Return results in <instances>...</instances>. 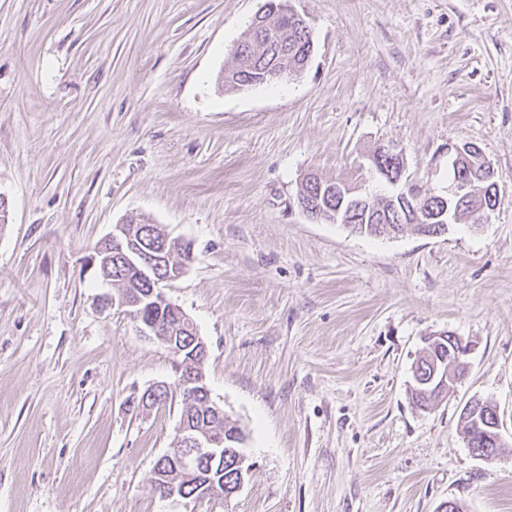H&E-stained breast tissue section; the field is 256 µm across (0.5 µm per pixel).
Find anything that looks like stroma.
<instances>
[{
	"label": "stroma",
	"mask_w": 512,
	"mask_h": 512,
	"mask_svg": "<svg viewBox=\"0 0 512 512\" xmlns=\"http://www.w3.org/2000/svg\"><path fill=\"white\" fill-rule=\"evenodd\" d=\"M264 3L0 0V512H172L151 477L180 401L131 405L176 386L172 357L89 262L131 214L190 243L162 288L248 433L240 491L181 512H512V0H292L305 71L224 90ZM388 143L437 193L475 144L496 209L440 236L307 219V174ZM444 332L468 374L422 410L411 368ZM473 398L502 421L490 463ZM464 409L460 414L459 423L461 433L464 439H466L468 448H472L474 450V454L477 457L484 460L493 459L494 461L498 455L497 448H502V442H500L502 440L500 433L501 427L497 411L495 412L491 421L487 422L486 420V430L484 431L483 436L488 445H497L499 442L500 444L497 448H485V444L482 443V438L481 436L479 437V433L477 432V427L475 424V421L480 423L483 422L484 409L481 408L478 414L470 420H468L469 416L466 418L464 417ZM476 448H482L480 454H478L480 452L479 450H475Z\"/></svg>",
	"instance_id": "1"
}]
</instances>
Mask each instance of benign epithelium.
<instances>
[{"mask_svg": "<svg viewBox=\"0 0 512 512\" xmlns=\"http://www.w3.org/2000/svg\"><path fill=\"white\" fill-rule=\"evenodd\" d=\"M279 12L281 14L291 16L296 23L304 28L309 29V25L305 18L301 16L291 5L290 0H280V4L266 2L253 18L251 30H257L267 23L270 15ZM380 152H387L398 159L399 167L396 173L389 174L387 171H376L374 158H369L370 164L368 168L371 173L387 174L398 183L403 180L405 175V162L402 151L395 146L388 144L380 148ZM466 164L472 168H478L493 178L494 170L489 161L482 153L474 151L473 146H468V152L465 155ZM474 181L469 178L457 177L448 184L446 190L443 191L436 202L439 207L433 210V220L438 224H448L452 219L448 204L451 202H465L474 195ZM369 195L362 193L361 183L356 182H340L336 184V189H330L324 185H319L318 197L315 199L298 197V205L302 213L314 222L337 223L342 220L343 207L363 206L367 202ZM112 239V258H120L124 260L129 268L137 272V275L144 277L152 271H165L160 276V281L166 282L179 277L184 269H166L163 267L164 253L167 246H162L158 251L146 250L141 246H133V237L128 232L127 224H117L113 227L112 233L109 235ZM122 305L128 308V314L140 322V332L143 335L159 339L161 332L158 325L141 321V312L139 306L141 298L134 289L128 290L126 295L121 298ZM470 345L453 334H448V360L442 361L441 367L435 369L433 378L436 379L438 387L453 392L457 383L460 382L461 369L470 354ZM181 386L185 388V393L194 397H204V402L211 406L215 417L219 420L225 418L224 409L212 401L209 390L205 383L204 374H195L191 371L184 375L181 379ZM484 440L489 447L481 449L478 457L484 460H494L498 455L494 445L501 441V427L498 416H493L491 421L485 424ZM224 429L215 431H199L190 433L183 427L177 428L176 439L171 450L165 454V460L171 462L173 470L179 475V478L191 481L197 484H203L204 494L224 497V485L217 484L216 480L211 478V471L204 470V465L211 463L217 459L224 458ZM161 497L173 505H187L190 497L178 491L176 484H167L161 489Z\"/></svg>", "mask_w": 512, "mask_h": 512, "instance_id": "1", "label": "benign epithelium"}]
</instances>
